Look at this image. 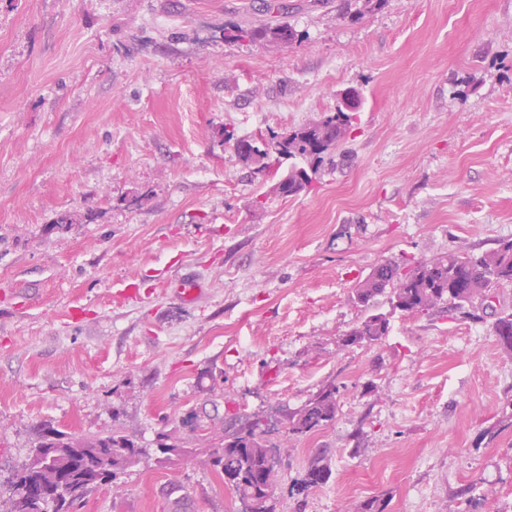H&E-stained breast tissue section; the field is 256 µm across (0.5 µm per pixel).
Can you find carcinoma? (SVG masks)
I'll return each mask as SVG.
<instances>
[{
    "label": "carcinoma",
    "mask_w": 512,
    "mask_h": 512,
    "mask_svg": "<svg viewBox=\"0 0 512 512\" xmlns=\"http://www.w3.org/2000/svg\"><path fill=\"white\" fill-rule=\"evenodd\" d=\"M252 40L286 44L296 39V30L282 23L275 28L255 29L248 33ZM354 114L349 112H325L318 119L295 130H286L271 137H234V149L243 165L257 171L270 169L273 163L291 161L288 172L278 183L277 190L285 196L302 192L317 172L325 155L342 143L352 126ZM512 285V239L501 242L497 248L481 254L468 250L451 252L430 261H418L412 269L401 271L399 265L387 262L379 265L355 289L356 299L368 305L382 295L389 299L392 311L408 315H424L446 304L448 311H461L491 289ZM390 318L383 312L367 315L345 334L343 345L377 343L389 334ZM494 336L507 348L512 349V312L503 311L492 324ZM337 389L327 384L319 389L304 405L288 413V434L305 435L332 423L336 418ZM266 430L259 418L228 431L213 424L209 427V439L218 443L209 454V465L224 484L238 496L249 493L264 494L275 491L277 486L278 460L267 457L263 450ZM39 448H87L102 454H115L130 450L133 459L126 464L112 460L110 476H95V458L85 452L74 461L72 478L74 492L79 497L69 509L81 502L86 495L102 486L114 484L118 473L136 465L144 449L132 439L115 430H103L92 435H76L51 426L39 430ZM44 463L33 452L15 472L8 498L0 496V512H62V508L29 499L26 476L30 469ZM329 479L326 467L312 463L302 478L298 492H306Z\"/></svg>",
    "instance_id": "carcinoma-1"
}]
</instances>
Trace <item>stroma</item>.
Returning a JSON list of instances; mask_svg holds the SVG:
<instances>
[{
    "mask_svg": "<svg viewBox=\"0 0 512 512\" xmlns=\"http://www.w3.org/2000/svg\"><path fill=\"white\" fill-rule=\"evenodd\" d=\"M355 7L0 0V493L40 424L117 427L145 453L76 512H236L209 415L274 424L277 512H512V350L492 332L512 285L469 317L354 297L379 264L512 238V0ZM283 22L292 43L237 37ZM349 87L352 130L297 195L225 140L300 128ZM372 310L388 336L343 345ZM330 382L335 420L288 435ZM316 457L328 481L291 494Z\"/></svg>",
    "mask_w": 512,
    "mask_h": 512,
    "instance_id": "obj_1",
    "label": "stroma"
}]
</instances>
